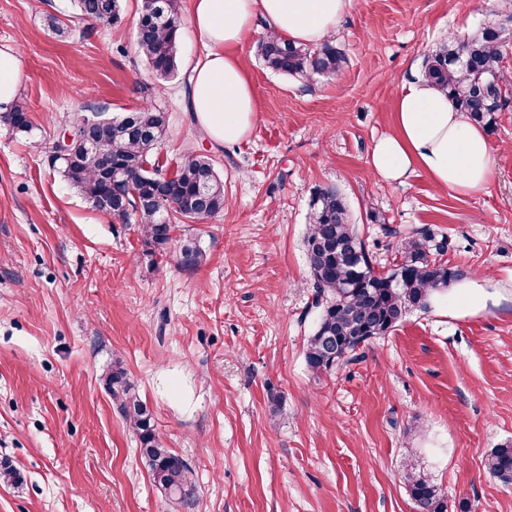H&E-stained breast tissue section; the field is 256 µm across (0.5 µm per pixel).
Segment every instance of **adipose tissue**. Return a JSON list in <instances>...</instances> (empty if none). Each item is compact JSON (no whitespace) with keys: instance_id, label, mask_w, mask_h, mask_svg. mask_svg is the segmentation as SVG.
Returning a JSON list of instances; mask_svg holds the SVG:
<instances>
[{"instance_id":"adipose-tissue-1","label":"adipose tissue","mask_w":512,"mask_h":512,"mask_svg":"<svg viewBox=\"0 0 512 512\" xmlns=\"http://www.w3.org/2000/svg\"><path fill=\"white\" fill-rule=\"evenodd\" d=\"M352 0H192L190 22L208 52L193 69L184 98L216 146L244 140L257 113L250 81L229 47L242 43L256 21L299 44L317 45L336 31ZM371 166L384 181L419 170L437 186L469 194L484 189L492 159L484 129L428 81L415 78L397 100L396 125L375 140Z\"/></svg>"}]
</instances>
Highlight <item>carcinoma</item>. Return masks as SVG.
I'll return each instance as SVG.
<instances>
[{
  "instance_id": "cac0c4a2",
  "label": "carcinoma",
  "mask_w": 512,
  "mask_h": 512,
  "mask_svg": "<svg viewBox=\"0 0 512 512\" xmlns=\"http://www.w3.org/2000/svg\"><path fill=\"white\" fill-rule=\"evenodd\" d=\"M77 18L91 24L113 25L120 20L118 0H74ZM181 23L177 0H142L136 46L158 80L178 70ZM470 62H459L460 55ZM266 68L289 76H335L347 57L332 42L310 48L275 35L258 46ZM506 57L502 36L486 29L478 38H452L427 57L423 77L443 91L455 107L478 124L491 126L506 105L508 91L499 84ZM94 123L97 135L77 139L66 147L51 146V164L59 165L66 180L90 206L114 224L136 220L144 245L151 253L164 252L175 229L172 220L202 221L224 210V181L207 154L191 153L176 168L171 184L176 197L159 200L155 185L163 173L151 155L164 138L166 112L145 103L119 118L102 112L76 113L74 123ZM0 123L16 134L31 132L27 107L15 103L0 113ZM112 159L114 184L104 181L102 160ZM200 200L201 213L174 207L177 198ZM431 235L421 233L398 245L400 261L386 273L374 270L372 257L355 225L349 221L344 198L334 187L319 189L311 202V224L305 237L306 257L314 280L311 306L319 310L316 328L306 346V362L318 375L359 360L358 351L388 335L413 311H426L434 297L463 277V271L430 258ZM181 264L200 261L192 242L181 246ZM112 401L129 423L153 482L185 505L194 503L195 482L188 462L160 441L146 404L135 394L126 371L118 363L105 376ZM489 475L512 482V441L493 449L485 460ZM406 491L416 512H448V499L429 476L414 469L405 474Z\"/></svg>"
}]
</instances>
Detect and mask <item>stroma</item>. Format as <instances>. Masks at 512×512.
Instances as JSON below:
<instances>
[{
  "label": "stroma",
  "instance_id": "stroma-1",
  "mask_svg": "<svg viewBox=\"0 0 512 512\" xmlns=\"http://www.w3.org/2000/svg\"><path fill=\"white\" fill-rule=\"evenodd\" d=\"M184 24L180 70L158 82L137 52L141 0L79 36L72 0H0V47L21 54L19 97L33 130L0 125V512H413L404 474L430 475L448 512H512V484L487 454L512 439V104L486 134L492 175L462 195L421 171L387 183L370 166L392 133L398 94L451 37L512 32V0H352L333 41L334 77L266 69L256 24L232 47L257 119L239 144L210 146L181 90L206 52ZM72 27L60 36L47 16ZM169 115L154 159L170 170L210 151L223 212L179 223L166 254L137 223L94 210L45 149L76 112L143 103ZM346 201L377 267L419 232L464 281L322 375L305 363L317 321L304 249L315 191ZM202 252L182 267L181 245ZM153 414L165 447L194 471L196 502L157 489L103 382L113 362ZM280 397L272 406L271 397Z\"/></svg>",
  "mask_w": 512,
  "mask_h": 512
}]
</instances>
